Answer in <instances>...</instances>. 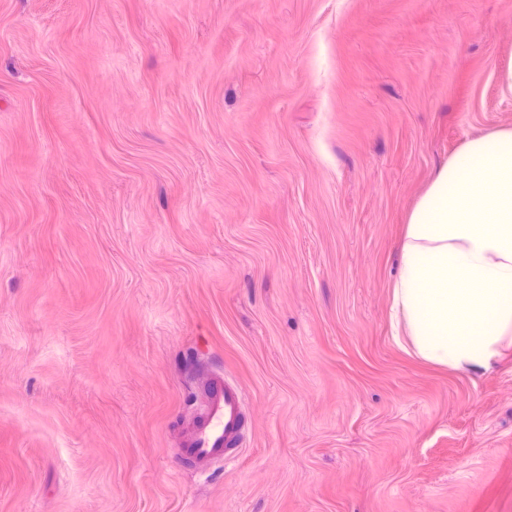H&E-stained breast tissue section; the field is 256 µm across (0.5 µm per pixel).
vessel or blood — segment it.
<instances>
[{
    "label": "vessel or blood",
    "instance_id": "b4317fda",
    "mask_svg": "<svg viewBox=\"0 0 512 512\" xmlns=\"http://www.w3.org/2000/svg\"><path fill=\"white\" fill-rule=\"evenodd\" d=\"M201 392L197 417L182 439L181 451L196 472L204 474L211 465L235 457L245 439L246 418L239 387L222 374L206 377Z\"/></svg>",
    "mask_w": 512,
    "mask_h": 512
}]
</instances>
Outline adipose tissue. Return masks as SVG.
Wrapping results in <instances>:
<instances>
[{
	"mask_svg": "<svg viewBox=\"0 0 512 512\" xmlns=\"http://www.w3.org/2000/svg\"><path fill=\"white\" fill-rule=\"evenodd\" d=\"M400 253L395 338L435 365L489 368L512 342V129L468 140L437 170Z\"/></svg>",
	"mask_w": 512,
	"mask_h": 512,
	"instance_id": "adipose-tissue-1",
	"label": "adipose tissue"
}]
</instances>
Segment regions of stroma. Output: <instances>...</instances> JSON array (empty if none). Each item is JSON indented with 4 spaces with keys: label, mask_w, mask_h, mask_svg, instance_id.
Returning <instances> with one entry per match:
<instances>
[{
    "label": "stroma",
    "mask_w": 512,
    "mask_h": 512,
    "mask_svg": "<svg viewBox=\"0 0 512 512\" xmlns=\"http://www.w3.org/2000/svg\"><path fill=\"white\" fill-rule=\"evenodd\" d=\"M511 68L512 0H0V512H512V347L389 317ZM212 372L248 434L203 478Z\"/></svg>",
    "instance_id": "obj_1"
}]
</instances>
